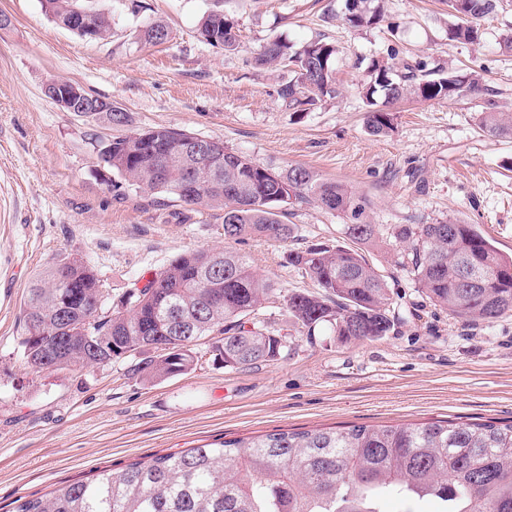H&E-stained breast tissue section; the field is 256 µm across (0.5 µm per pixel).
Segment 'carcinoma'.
<instances>
[{"label": "carcinoma", "mask_w": 512, "mask_h": 512, "mask_svg": "<svg viewBox=\"0 0 512 512\" xmlns=\"http://www.w3.org/2000/svg\"><path fill=\"white\" fill-rule=\"evenodd\" d=\"M498 0H457L448 28L459 40L478 38L477 22L494 13ZM45 13L69 27L76 9L89 10L95 39L112 36V17L84 0H43ZM344 21L352 28L385 21L368 0H347ZM199 33L209 44L232 51L238 35L222 14L203 17ZM169 38L162 22L142 33L146 44ZM337 48L322 40L293 51L274 39L254 57L260 68L288 65L297 78L278 89L279 98L304 112L326 96L340 94L334 60ZM425 63L373 62L364 96L367 127L377 136L393 129V114L378 100L394 104L408 95L424 101L481 95L480 78L453 68L424 72ZM479 128L512 137V114L492 99L476 113ZM197 135L158 127L129 130L102 142L99 165L112 171L113 196L131 192L172 195L185 205L224 210V239L286 242L293 228L283 208L314 203L347 219L355 248L308 247L288 252V264L320 291L283 296L288 318L310 336L327 326L340 343L377 340L393 329L390 288L358 246L379 240L367 220L365 200L349 188L302 166L275 169L253 161L224 143L210 141L202 156ZM390 237L407 260L427 298L470 323L490 324L512 315V254L502 252L473 224H396ZM465 272L476 282L461 281ZM277 288L257 276L247 257L232 249L192 250L172 259L142 286L103 308L101 281L87 264L55 263L29 288L19 348L26 364L67 338L65 352L48 361L52 370H76L110 363L154 341L159 354L137 363L149 383L189 373L194 346L214 336L213 361L230 369L277 361L285 350L260 320L262 305ZM106 344L97 351L83 330ZM413 503L436 498L442 512H512V422L436 421L421 424L307 431L274 430L213 442L177 453L154 455L121 473L105 469L90 480L61 485L37 498H19L14 512H379L382 495Z\"/></svg>", "instance_id": "obj_1"}]
</instances>
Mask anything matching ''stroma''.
Masks as SVG:
<instances>
[{
	"label": "stroma",
	"instance_id": "35a3bbf8",
	"mask_svg": "<svg viewBox=\"0 0 512 512\" xmlns=\"http://www.w3.org/2000/svg\"><path fill=\"white\" fill-rule=\"evenodd\" d=\"M112 16L105 41L54 22L42 0H0V512L63 482L102 469L223 439L276 429L351 425L512 421V316L467 324L435 306L391 247L364 254L390 288L398 323L375 341L342 344L322 328L299 332L282 297L263 318L288 345L278 361L250 368L214 364L207 344L184 375L148 383L127 357L75 371L37 372L20 356L31 282L77 259L102 280L105 304L145 282L175 256L224 245V212L169 196L112 197L99 142L126 128L169 127L223 142L257 163L301 165L347 185L368 203L380 230L448 219L475 224L512 253V138L475 121L476 98L405 97L394 129L366 127L363 86L371 64L396 58L482 77L500 111L512 113V0L483 18L473 43L448 35L447 0H381L388 27H349L346 0H93ZM221 12L238 29L227 52L199 35L203 16ZM167 25L159 46L144 44L150 23ZM293 48L321 39L338 49L342 87L308 112L289 110L276 90L288 69L255 67L273 38ZM66 80L112 101L128 127L61 110L44 93ZM288 242L238 243L255 273L285 291L314 290L286 254L311 245L349 246L340 215L314 204L289 206Z\"/></svg>",
	"mask_w": 512,
	"mask_h": 512
}]
</instances>
